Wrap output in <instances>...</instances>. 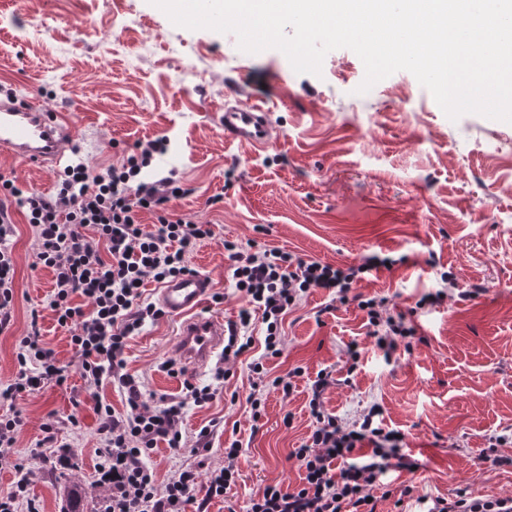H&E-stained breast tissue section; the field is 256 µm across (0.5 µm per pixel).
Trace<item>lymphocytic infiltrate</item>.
Returning <instances> with one entry per match:
<instances>
[{
    "instance_id": "1",
    "label": "lymphocytic infiltrate",
    "mask_w": 512,
    "mask_h": 512,
    "mask_svg": "<svg viewBox=\"0 0 512 512\" xmlns=\"http://www.w3.org/2000/svg\"><path fill=\"white\" fill-rule=\"evenodd\" d=\"M164 150V141L153 140L121 164L98 172L75 162L65 167L49 193L21 190L12 178L0 174V334L14 319V215L19 212L32 229L38 262L53 272L45 304L57 325L70 331L81 357L82 377L96 384L112 381L125 393L123 411L100 400L94 407L103 442L96 471L100 483L110 489L107 512H207L209 502L224 496L239 476L242 445L235 440L224 451L222 467L203 475L189 465L158 483L148 464L158 443L190 447L196 457L210 451L214 426L202 427L187 440L182 424L187 405L204 406L214 394L210 387L187 381L181 398L154 409L126 370L129 336L145 322L164 316L161 308L143 300L145 280L165 283L190 274V252L214 236L212 225L168 211V202L181 193L174 179H141L142 169ZM145 212L153 215V224L142 222ZM224 251L235 288L249 303L229 329L225 357L236 358L250 349L253 307L261 310L266 326V356H280L285 317L314 290L328 292L342 303L355 301L366 314L369 337L385 359H392L399 347H411L417 330L406 312L390 311L387 299L355 291L366 274L394 266L393 258L366 254L343 268L277 248L262 250L251 240L225 241ZM77 296L82 304H74ZM16 360L15 376L0 384L1 400L39 390L50 380H66L54 351L41 343L38 327L21 338ZM331 383L330 372L323 371L311 386L308 406L314 428L293 453L304 471L302 484L293 489L267 485L250 499L246 512H376V497H412L414 485L394 493L383 483L387 473L415 465L404 450L403 434L379 422L375 405L361 421L350 424L329 413L324 394ZM429 512H512V497L479 498L460 489L435 498Z\"/></svg>"
}]
</instances>
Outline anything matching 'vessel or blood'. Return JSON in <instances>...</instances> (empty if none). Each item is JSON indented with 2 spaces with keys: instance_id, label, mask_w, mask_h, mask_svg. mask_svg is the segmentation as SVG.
Here are the masks:
<instances>
[{
  "instance_id": "b4317fda",
  "label": "vessel or blood",
  "mask_w": 512,
  "mask_h": 512,
  "mask_svg": "<svg viewBox=\"0 0 512 512\" xmlns=\"http://www.w3.org/2000/svg\"><path fill=\"white\" fill-rule=\"evenodd\" d=\"M71 114L47 111L31 97H0V154L31 165L56 168L73 147ZM224 136L262 151L276 144L278 136L266 110L252 100L237 101L224 112ZM210 280L200 274L173 279L159 290L158 302L167 316L178 322V350L194 371L209 365L224 345V320L205 313Z\"/></svg>"
}]
</instances>
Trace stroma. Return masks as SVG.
Listing matches in <instances>:
<instances>
[{
	"instance_id": "1",
	"label": "stroma",
	"mask_w": 512,
	"mask_h": 512,
	"mask_svg": "<svg viewBox=\"0 0 512 512\" xmlns=\"http://www.w3.org/2000/svg\"><path fill=\"white\" fill-rule=\"evenodd\" d=\"M365 67L347 48L330 51L321 75L296 73L279 50L241 52L233 34L174 25L149 0H0V89L36 98L53 111L73 113L75 144L93 171L120 164L135 146L166 138L143 176L173 177L183 193L170 212L212 225L189 264L225 296L215 312L237 321L247 303L234 286L225 240L258 239L336 266L367 253L396 258L372 272L357 290L413 307L438 289L440 275L484 288L478 296L446 300L414 318L419 339L385 361L367 334L356 303L315 291L283 324L284 350L264 358V327L253 313L252 349L230 362V377L215 383L212 369L174 376L163 369L179 358L177 323L148 322L129 338V373L143 377L151 407L180 397L184 381L215 385L208 405L185 409L184 425L219 428L204 459L224 463L232 440L242 444L240 476L207 512H244L269 484L302 482L292 453L313 430L308 401L322 370L334 383L324 406L342 421L379 405L385 427L405 436L416 473L387 474L391 488L411 484L406 512H422L423 498L465 488L475 497L512 496V443L499 446L501 466L477 457L512 429V124L478 114L450 120L431 93L404 70L367 93L358 87ZM268 111L277 145L252 152L224 137L226 91ZM18 187L50 192L57 172L0 158V173ZM13 253L18 303L13 328L0 334V382L16 370L15 348L31 320L67 375L14 401L25 425L10 455L0 458V496L10 491L16 463L36 471L29 499L40 512H104L95 471L101 441L96 400L122 410L125 395L111 382L80 375L69 331L41 302L53 280L37 265L32 231L16 215ZM264 234H256L255 226ZM358 344L350 363L347 347ZM263 359L269 378L292 376L290 395L269 391L253 419L250 364ZM56 421L58 444H70L73 465L55 469L56 446L42 444V425Z\"/></svg>"
}]
</instances>
